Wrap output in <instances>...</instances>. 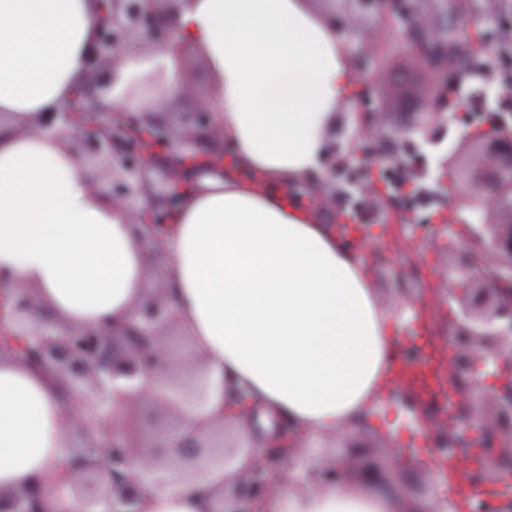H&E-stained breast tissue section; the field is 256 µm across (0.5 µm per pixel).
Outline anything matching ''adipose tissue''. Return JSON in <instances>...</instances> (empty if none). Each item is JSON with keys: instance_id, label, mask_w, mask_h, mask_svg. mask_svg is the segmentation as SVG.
I'll use <instances>...</instances> for the list:
<instances>
[{"instance_id": "adipose-tissue-1", "label": "adipose tissue", "mask_w": 512, "mask_h": 512, "mask_svg": "<svg viewBox=\"0 0 512 512\" xmlns=\"http://www.w3.org/2000/svg\"><path fill=\"white\" fill-rule=\"evenodd\" d=\"M101 18L99 0H0V279L87 328L125 320L151 291L150 256L127 214L90 193L69 138L36 130L84 85ZM176 21L234 149V170L199 175L162 261L180 330L224 377L209 414L247 404L296 435L347 436L381 399L391 326L358 255L288 197L320 172L353 99L346 47L311 0H186ZM75 426L51 373L0 355V494L39 481L40 512H82L53 480ZM212 498L206 484L153 492L146 512H208ZM405 501L349 479L277 484L253 510L403 512Z\"/></svg>"}]
</instances>
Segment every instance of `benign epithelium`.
Listing matches in <instances>:
<instances>
[{
  "instance_id": "benign-epithelium-1",
  "label": "benign epithelium",
  "mask_w": 512,
  "mask_h": 512,
  "mask_svg": "<svg viewBox=\"0 0 512 512\" xmlns=\"http://www.w3.org/2000/svg\"><path fill=\"white\" fill-rule=\"evenodd\" d=\"M102 23L85 59L87 79L78 94L59 109L43 115L38 131H70L77 136L78 156L95 170L91 191L124 210L137 224L141 238L157 256L164 253L163 232L173 223L187 194L194 171L176 165V156L194 161L207 156L208 172L224 173L223 137L213 126L204 101L179 113L175 122L160 118L142 122L128 111L105 112L95 103L110 96L124 56L140 42L171 48L184 46L174 24L182 0H100ZM331 8L328 23L339 33H351L370 11L382 26L370 40L395 29L402 37L407 65L423 74L426 90L437 99L448 87L460 86L473 74L495 84L503 111L493 126L484 118L466 120L462 142L440 160L451 179L439 180L445 206L432 217L420 216L411 205L412 192L399 200L377 173L389 167L403 170V183L415 185L418 174L401 156H381L376 133L385 130V113L366 103L367 86L358 84L354 112L358 125L346 148L326 155L327 175L310 188L295 184L291 199L319 209L336 204V173L358 170V193L364 206L388 212L394 223L463 224L465 238L448 234V253L464 248L466 261L448 266V283L461 289L460 309L450 340L468 350L448 362V382L455 385V417L448 439L471 451L468 436L473 418L485 423L483 465L473 471V484L484 489L488 512H512V484L504 465L512 461V78L482 67L476 58L501 54L512 39V0H481L473 24L480 26L479 49L464 52L455 45L456 28L428 9L430 0H342ZM162 67L156 65L128 83L134 91L146 83L157 87ZM438 113L420 112L410 124L390 129L394 139L418 135L433 141ZM366 226L347 238L348 247L365 254ZM158 287L141 300L120 324L98 329L61 326L50 318L37 320L40 302L29 288L0 294V353L48 370L64 395L72 399L93 392L112 406L120 404L119 424L112 418H90L83 426L84 443L60 468L58 483L80 493L83 512H145L147 495L176 487L222 480L236 468L247 448L224 445V420L201 419L188 424L185 415L207 411L216 383L200 361L171 360L161 345L165 333L177 327V313L168 299L160 270ZM172 416L171 434L184 436L183 447L169 454L155 450L141 428L137 407L144 398ZM294 454L288 433L268 443L264 456L243 471L234 496L243 504L261 499L279 475L278 466ZM38 488L1 495L0 512H34Z\"/></svg>"
}]
</instances>
